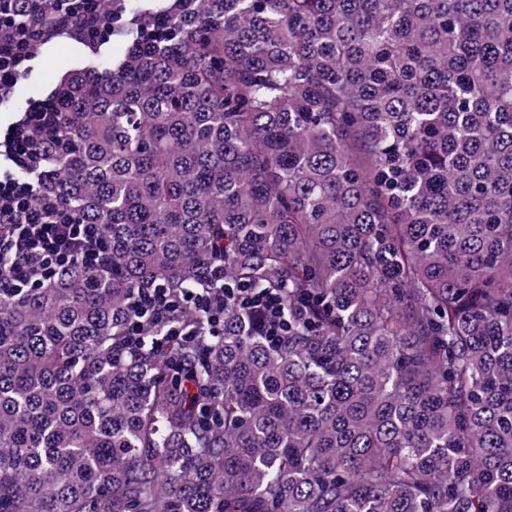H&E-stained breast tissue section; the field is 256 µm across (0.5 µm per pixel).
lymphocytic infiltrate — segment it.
<instances>
[{
  "mask_svg": "<svg viewBox=\"0 0 512 512\" xmlns=\"http://www.w3.org/2000/svg\"><path fill=\"white\" fill-rule=\"evenodd\" d=\"M112 34V0H0V105L8 103L38 42L72 35L96 47ZM60 114L53 99L34 103L0 134V286L35 285L81 258L92 269L106 261L103 225L84 223L44 183L49 143L59 140ZM255 317L261 334L278 343L288 333L280 298L252 288H192L175 294L163 288L139 292L131 304L129 336L145 323L168 335L191 337L186 311L203 314L212 336L224 333V300Z\"/></svg>",
  "mask_w": 512,
  "mask_h": 512,
  "instance_id": "obj_1",
  "label": "lymphocytic infiltrate"
}]
</instances>
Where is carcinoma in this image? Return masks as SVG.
Listing matches in <instances>:
<instances>
[{
  "label": "carcinoma",
  "instance_id": "carcinoma-1",
  "mask_svg": "<svg viewBox=\"0 0 512 512\" xmlns=\"http://www.w3.org/2000/svg\"><path fill=\"white\" fill-rule=\"evenodd\" d=\"M44 174L107 265L0 288V512H512V0H112ZM276 291L275 345L127 335ZM222 284L217 288V283ZM224 277L217 278L212 287L192 288L178 294L163 288H146L139 291L131 304V322L128 335H142L144 321L168 327V336H196L192 323L175 324L187 310L203 314L210 336L224 335V296H230L237 310L248 318L255 317L262 327L261 335L270 344H276L288 333V318L285 317L280 298L272 292L256 291L252 288H226Z\"/></svg>",
  "mask_w": 512,
  "mask_h": 512
}]
</instances>
